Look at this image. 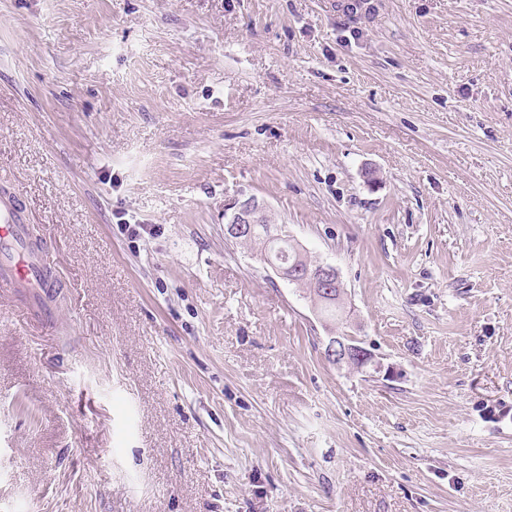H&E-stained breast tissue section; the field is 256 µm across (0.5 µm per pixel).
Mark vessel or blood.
Masks as SVG:
<instances>
[{"mask_svg":"<svg viewBox=\"0 0 512 512\" xmlns=\"http://www.w3.org/2000/svg\"><path fill=\"white\" fill-rule=\"evenodd\" d=\"M58 286L45 245L33 239L17 192L0 190V289L27 291L31 315L46 323L54 316L48 298Z\"/></svg>","mask_w":512,"mask_h":512,"instance_id":"b4317fda","label":"vessel or blood"}]
</instances>
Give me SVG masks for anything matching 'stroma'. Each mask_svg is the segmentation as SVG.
<instances>
[{"label":"stroma","mask_w":512,"mask_h":512,"mask_svg":"<svg viewBox=\"0 0 512 512\" xmlns=\"http://www.w3.org/2000/svg\"><path fill=\"white\" fill-rule=\"evenodd\" d=\"M3 184L60 287L0 295V512H512V0H0ZM232 210L229 217H227L226 224L224 225V236L229 239L235 240V244H249L258 245L259 251L263 252L264 258L271 259L274 262L280 261L288 257V260L292 259L294 249L288 243L274 241L268 245V240L264 242L261 236V225L263 224L264 217L266 215L267 206L264 202L258 200L255 197H249L243 200H235L226 211ZM266 224H271L268 214L265 218ZM275 225V224H271ZM244 239V240H241ZM248 240V241H246ZM256 240L257 243L249 242ZM268 245L267 249L265 248ZM266 250V252H265ZM275 238L289 240L294 246L297 255L296 259L289 265H276L265 260L279 277L298 288H307L311 302H313L314 297L312 289L308 288L310 283L314 288H318L317 291L320 295L326 297H333L334 288H336V297H341L345 300L346 289L335 266L323 262H320L313 268L308 265L303 266L305 250L295 239L288 235L285 225L278 228ZM313 309L322 321L321 317L329 324L336 325V321L342 320L345 315V304L343 302H336V298L328 303L317 307L313 305ZM320 313V315H319ZM321 316V317H320ZM340 317V319H339ZM323 322V321H322ZM326 329L329 331V338L325 348V355L327 359L338 367L355 366L360 368L374 366V370H380L381 366L375 362L374 355L366 348L360 345V342L354 336L344 334H335L328 328V325L323 322Z\"/></svg>","instance_id":"stroma-1"}]
</instances>
